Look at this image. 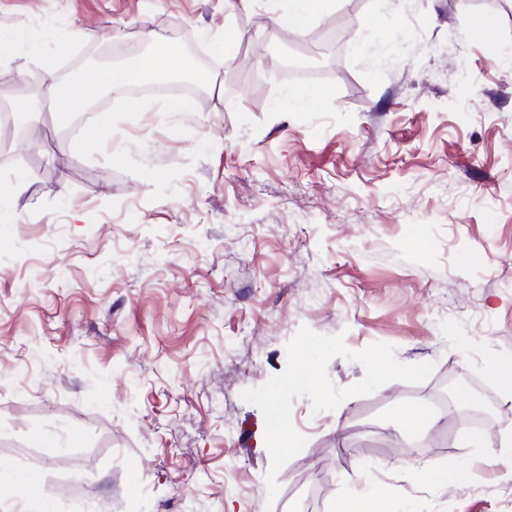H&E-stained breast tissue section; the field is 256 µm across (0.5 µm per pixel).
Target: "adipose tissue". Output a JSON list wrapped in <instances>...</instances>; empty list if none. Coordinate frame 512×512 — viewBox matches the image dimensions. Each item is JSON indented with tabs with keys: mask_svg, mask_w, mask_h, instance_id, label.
<instances>
[{
	"mask_svg": "<svg viewBox=\"0 0 512 512\" xmlns=\"http://www.w3.org/2000/svg\"><path fill=\"white\" fill-rule=\"evenodd\" d=\"M263 4L266 14L282 19L296 32L305 33L312 19L338 8V0H231L235 11H251ZM154 59L149 66L138 69L110 68L98 78L85 80L61 79L50 76L48 90L55 103V120L64 125L70 122L77 105L92 102L101 92H121L134 78L153 79L169 75L180 60V50L174 41L152 36ZM14 499L45 503L46 496L39 475L25 471H0V501ZM336 512H417L408 503L400 502L377 484L353 482L348 492L336 503Z\"/></svg>",
	"mask_w": 512,
	"mask_h": 512,
	"instance_id": "obj_1",
	"label": "adipose tissue"
}]
</instances>
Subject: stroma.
I'll return each mask as SVG.
<instances>
[{
	"instance_id": "obj_1",
	"label": "stroma",
	"mask_w": 512,
	"mask_h": 512,
	"mask_svg": "<svg viewBox=\"0 0 512 512\" xmlns=\"http://www.w3.org/2000/svg\"><path fill=\"white\" fill-rule=\"evenodd\" d=\"M339 20L336 68L280 77ZM13 30L40 52H0L28 127L0 175H30L0 230V470L57 512H332L366 472L420 512H512V456L464 445L512 431V0H343L303 35L225 0H0ZM151 31L207 59L189 111L104 92L110 140L55 124L47 73L146 65ZM304 345L316 393L287 384ZM399 402L438 423L407 435Z\"/></svg>"
}]
</instances>
